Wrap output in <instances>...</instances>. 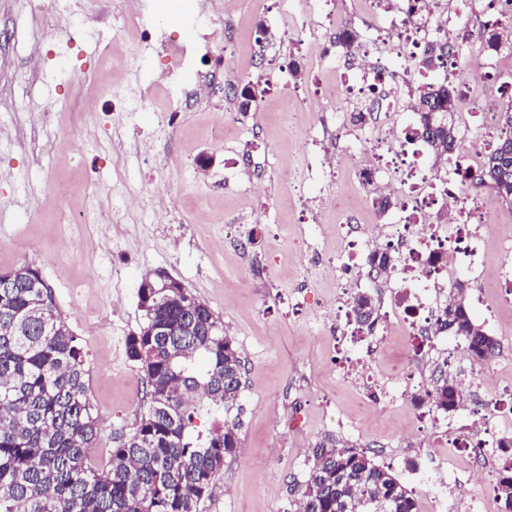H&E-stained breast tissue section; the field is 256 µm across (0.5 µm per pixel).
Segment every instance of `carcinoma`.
<instances>
[{
	"label": "carcinoma",
	"instance_id": "cac0c4a2",
	"mask_svg": "<svg viewBox=\"0 0 512 512\" xmlns=\"http://www.w3.org/2000/svg\"><path fill=\"white\" fill-rule=\"evenodd\" d=\"M410 92L429 150L447 161L457 143L447 119L455 90L422 80ZM500 117L482 177L512 206V106ZM464 288L455 284L441 321L481 364L498 343L471 318ZM138 298L143 324L125 348L144 373L148 407L101 470L88 457L99 427L82 344L37 268L0 270V512H202L224 460L240 448L239 423L224 414L239 399L245 365L220 316L189 289L142 283ZM352 304L361 324L376 314L369 294ZM434 398L447 410L465 403L446 379ZM196 414L214 422L204 438L191 435ZM494 491L502 512H512L511 467ZM295 498L300 512H417L412 493L369 449L333 439L316 443Z\"/></svg>",
	"mask_w": 512,
	"mask_h": 512
}]
</instances>
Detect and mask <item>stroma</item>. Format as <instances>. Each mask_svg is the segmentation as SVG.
<instances>
[{
	"mask_svg": "<svg viewBox=\"0 0 512 512\" xmlns=\"http://www.w3.org/2000/svg\"><path fill=\"white\" fill-rule=\"evenodd\" d=\"M281 0H237L236 57L252 82L264 87L254 119L257 138L240 145L228 123L223 97L209 107L180 112L168 144V168L145 165L128 155L129 188L141 207L125 210L113 193L112 118L106 113L100 60L115 50L111 27L79 41L80 80L49 61V41L30 0H0V94L16 104L0 112V270L30 263L51 286L56 304L88 357V393L99 416L98 447L112 449L143 412L146 386L128 360L125 339L142 321L138 289L146 275L180 280L223 320L224 330L245 363L238 400L241 448L226 458L203 512H286L292 489L324 438H339L338 421L354 429L348 443L376 452L379 464L406 476L407 418L374 408L341 376L342 351L317 334L312 318L331 295L323 282L304 275L302 238L314 233L325 251L336 248L328 234L342 212L359 223L383 224L366 202L354 172L337 162L327 182L337 200L322 199L318 183L295 190L288 174L297 165L305 101L314 86L350 74L344 49L335 69H326L313 47L299 42ZM270 30L262 57L252 49L258 25ZM53 103L54 124L38 123ZM210 158L200 170L201 158ZM96 166L100 187H84L81 172ZM238 178L224 182L225 171ZM262 181L261 196L244 195L246 183ZM68 192L69 209L87 211L88 223L62 222L47 205L52 190ZM325 210L318 226L303 217V198ZM244 213L243 251L207 248L226 220ZM267 266L265 280L243 273L245 258ZM120 277H113V268ZM483 300L469 304L474 321L485 323L488 306L499 309L494 336L498 356L480 367V378L497 388L512 386V305L484 284Z\"/></svg>",
	"mask_w": 512,
	"mask_h": 512,
	"instance_id": "1",
	"label": "stroma"
}]
</instances>
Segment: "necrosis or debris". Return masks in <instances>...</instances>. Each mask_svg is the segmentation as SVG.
<instances>
[{
	"mask_svg": "<svg viewBox=\"0 0 512 512\" xmlns=\"http://www.w3.org/2000/svg\"><path fill=\"white\" fill-rule=\"evenodd\" d=\"M413 1L419 5L414 16L409 13ZM222 2L198 0L197 17L209 18L217 9L223 15L220 29L204 27L202 45L228 40L236 28L232 10ZM328 5L329 0H310L307 10L296 17L294 32L300 41L317 40L320 59L330 66L335 62V43L329 33L342 28L343 22ZM372 10L377 24L367 26L353 46L356 79L319 86L316 93L361 109L365 114L362 125L373 134L355 140L357 125L351 118L320 116L304 131V147L292 184L298 187L318 179L332 167L330 156H318L310 150L318 138L341 141L343 159L354 170L367 197L388 200L390 221L359 224L354 217H346L335 228L340 250L326 257L317 243H310L305 271L320 280H334L336 294L342 299L341 305L330 309L323 319L330 327V338L348 334L362 344L343 366L345 379L375 406H407L416 424L412 439L431 440L446 457L463 459L476 471L502 439L512 436V406H503L500 395L478 390L476 371L467 363L440 366L434 343L444 334L440 314L448 301V283L455 266H465L473 281L492 278L499 287L512 288L511 239L501 242L504 260L497 269L491 271L483 265L479 244L493 232L503 213L493 191L478 178L484 156L501 135L499 101L512 98V72L500 69L512 49L487 45L485 34L512 24V0H372ZM100 22L130 40L127 57L113 58L110 79L104 86L118 120L143 111L153 100L152 87H135L128 80L127 58H138L146 47L160 48L167 59L161 84L171 125L184 106L214 95L218 85L229 88L249 77L248 72L229 65L224 71L203 76L194 91H187L181 76L192 68L202 45L159 41L153 27L131 8L103 11ZM446 43L471 47V63L462 70L454 59L440 60L432 78L436 83L456 86L455 113L474 125L480 137L471 144L458 142L447 165L438 168L427 161L428 147L418 135L420 116L413 101L404 96L401 84L413 76L414 57ZM492 78L500 83L499 99L481 98L480 89ZM443 214L448 217L444 224L438 221ZM386 251L394 256V264L371 271L373 256ZM359 288H374L381 295L378 314L369 328L358 325L346 300ZM399 325L405 329L411 351L406 367L388 377L377 370L373 358L379 340ZM439 368L458 386L476 389L469 421L463 433L455 437L437 435L452 417L450 411L433 403L435 371Z\"/></svg>",
	"mask_w": 512,
	"mask_h": 512,
	"instance_id": "necrosis-or-debris-1",
	"label": "necrosis or debris"
}]
</instances>
